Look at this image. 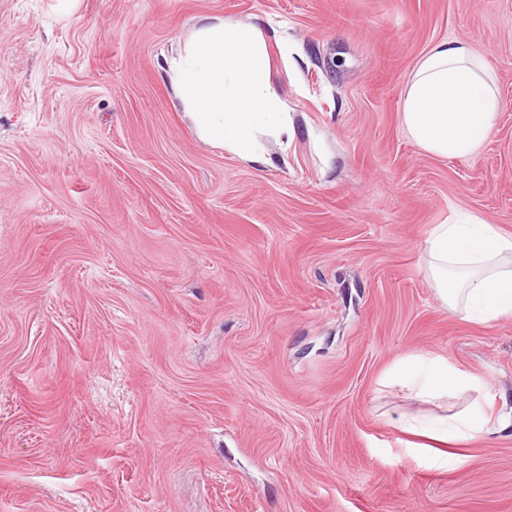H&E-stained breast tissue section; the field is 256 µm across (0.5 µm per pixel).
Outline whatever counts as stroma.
Returning a JSON list of instances; mask_svg holds the SVG:
<instances>
[{"label":"stroma","instance_id":"1","mask_svg":"<svg viewBox=\"0 0 512 512\" xmlns=\"http://www.w3.org/2000/svg\"><path fill=\"white\" fill-rule=\"evenodd\" d=\"M205 15L267 40L293 134L265 164L164 76ZM447 39L499 96L470 158L401 122ZM467 214L512 235V0H0V512H512V316L425 276ZM426 354L486 433L403 428Z\"/></svg>","mask_w":512,"mask_h":512}]
</instances>
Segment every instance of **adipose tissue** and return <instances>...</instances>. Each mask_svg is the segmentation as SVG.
I'll use <instances>...</instances> for the list:
<instances>
[{"label":"adipose tissue","instance_id":"adipose-tissue-1","mask_svg":"<svg viewBox=\"0 0 512 512\" xmlns=\"http://www.w3.org/2000/svg\"><path fill=\"white\" fill-rule=\"evenodd\" d=\"M168 77L197 135L240 158L259 161L260 136L292 133L286 105L272 88L267 42L254 24L200 17L184 52L170 60ZM498 109L482 57L467 42L444 40L418 62L402 118L426 152L466 158L479 153ZM425 252L426 276L449 312L477 323L512 316V236L471 216L462 224L433 225ZM399 383L424 404L471 397L451 414L406 416L408 429L424 430L437 441L485 432L478 380L446 358L426 355L402 364Z\"/></svg>","mask_w":512,"mask_h":512}]
</instances>
